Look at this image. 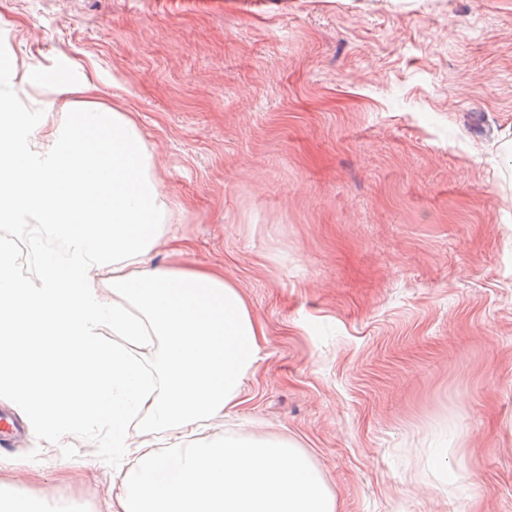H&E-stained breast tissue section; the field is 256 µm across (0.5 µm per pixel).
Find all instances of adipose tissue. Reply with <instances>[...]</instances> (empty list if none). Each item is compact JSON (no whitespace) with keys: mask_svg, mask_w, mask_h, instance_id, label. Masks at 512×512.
Listing matches in <instances>:
<instances>
[{"mask_svg":"<svg viewBox=\"0 0 512 512\" xmlns=\"http://www.w3.org/2000/svg\"><path fill=\"white\" fill-rule=\"evenodd\" d=\"M46 90L41 109L19 104ZM142 130L85 77L0 65V227L35 225L37 283L0 267V401L55 445L92 430L128 457L99 512H336L288 439L212 438L264 331L222 271L153 263L166 222Z\"/></svg>","mask_w":512,"mask_h":512,"instance_id":"ef3b65f1","label":"adipose tissue"}]
</instances>
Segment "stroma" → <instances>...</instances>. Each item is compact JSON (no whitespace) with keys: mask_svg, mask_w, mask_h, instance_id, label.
I'll return each instance as SVG.
<instances>
[{"mask_svg":"<svg viewBox=\"0 0 512 512\" xmlns=\"http://www.w3.org/2000/svg\"><path fill=\"white\" fill-rule=\"evenodd\" d=\"M1 57L132 114L189 244L155 261L263 325L210 436L291 439L338 512H512V0H0ZM0 457L45 512L124 465L30 427Z\"/></svg>","mask_w":512,"mask_h":512,"instance_id":"obj_1","label":"stroma"}]
</instances>
